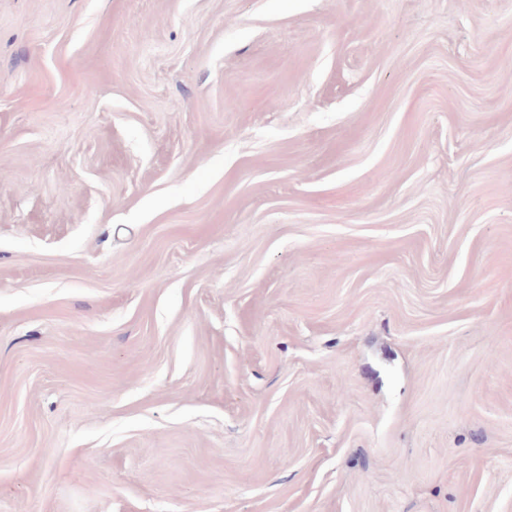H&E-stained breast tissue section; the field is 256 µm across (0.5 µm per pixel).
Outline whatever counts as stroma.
<instances>
[{"label": "stroma", "instance_id": "stroma-1", "mask_svg": "<svg viewBox=\"0 0 512 512\" xmlns=\"http://www.w3.org/2000/svg\"><path fill=\"white\" fill-rule=\"evenodd\" d=\"M0 512H512V0H0Z\"/></svg>", "mask_w": 512, "mask_h": 512}]
</instances>
